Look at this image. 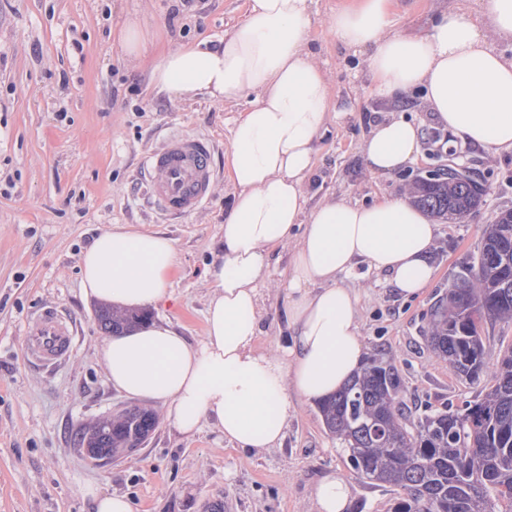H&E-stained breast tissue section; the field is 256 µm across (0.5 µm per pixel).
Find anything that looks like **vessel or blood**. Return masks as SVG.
<instances>
[{"instance_id": "vessel-or-blood-1", "label": "vessel or blood", "mask_w": 512, "mask_h": 512, "mask_svg": "<svg viewBox=\"0 0 512 512\" xmlns=\"http://www.w3.org/2000/svg\"><path fill=\"white\" fill-rule=\"evenodd\" d=\"M214 144L206 136H168L143 162L142 180L156 210L181 217L199 210L209 199L215 179ZM25 356L50 370L74 352L77 342L72 320L47 306L31 316L24 328Z\"/></svg>"}]
</instances>
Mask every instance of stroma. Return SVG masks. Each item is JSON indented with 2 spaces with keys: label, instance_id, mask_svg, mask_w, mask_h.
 <instances>
[{
  "label": "stroma",
  "instance_id": "stroma-1",
  "mask_svg": "<svg viewBox=\"0 0 512 512\" xmlns=\"http://www.w3.org/2000/svg\"><path fill=\"white\" fill-rule=\"evenodd\" d=\"M346 2L313 5L311 47L330 73L336 113L316 159L313 197L361 201L396 193L454 154L486 188L476 210L442 224L431 254L437 277L420 296L403 300L362 267L350 279L361 290L366 349L391 360L413 414L428 406L459 410L483 385L449 372L421 328L433 299L477 254L484 226L512 209V155L494 156L452 137L449 153L424 147L395 176L367 174L362 146L380 113L400 109L425 136L438 125L421 95L396 107L373 94L366 67L325 24ZM247 7L248 0H0V512H89L88 487L125 495L132 512H313V489L330 472L349 480L350 512H391L401 495L356 477L318 406L309 404L298 405L283 446L261 455L237 449L209 425L182 436L158 404L147 442L111 465L94 467L75 449L80 428L134 403L108 379L100 304L80 292L83 250L116 224L170 238L178 255L173 297L144 314L197 341L210 293L202 271L232 200L231 107L203 94L190 101L154 95L146 75L124 60L118 30L128 13H138L153 58L172 45L219 43ZM449 8L477 26L487 22L488 0H393L391 27L422 32ZM174 131L208 136L218 170L204 208L175 220L155 213L135 181L143 156ZM278 253L264 291L261 350L285 346L288 337L279 286L288 251ZM46 305L63 308L79 329L74 354L50 371L24 359L25 322Z\"/></svg>",
  "mask_w": 512,
  "mask_h": 512
}]
</instances>
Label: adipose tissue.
I'll return each instance as SVG.
<instances>
[{
    "instance_id": "ef3b65f1",
    "label": "adipose tissue",
    "mask_w": 512,
    "mask_h": 512,
    "mask_svg": "<svg viewBox=\"0 0 512 512\" xmlns=\"http://www.w3.org/2000/svg\"><path fill=\"white\" fill-rule=\"evenodd\" d=\"M313 0H250L245 19L219 46L169 50L149 68V83L182 100L203 93L244 103L229 120L232 205L204 276L212 291L205 334L189 342L166 323L106 340L101 356L113 387L163 403L175 429L212 424L241 450L282 447L296 404L336 393L363 368L360 292L344 283L358 267L385 275L402 298L436 279L430 256L440 233L409 193L367 202L326 196L309 184L332 118L330 76L308 37ZM391 0H358L326 24L362 52L374 93L397 102L422 93L439 125L462 142L512 154V57L491 44L512 42V0H489V30L444 11L427 30L393 32ZM420 129L404 115L375 122L363 145L374 175L413 163ZM291 248L286 289V347L258 350L263 303L277 246ZM177 263L171 239L114 227L80 260L85 299L119 307L170 299ZM316 512H349L352 492L339 474L313 491Z\"/></svg>"
}]
</instances>
